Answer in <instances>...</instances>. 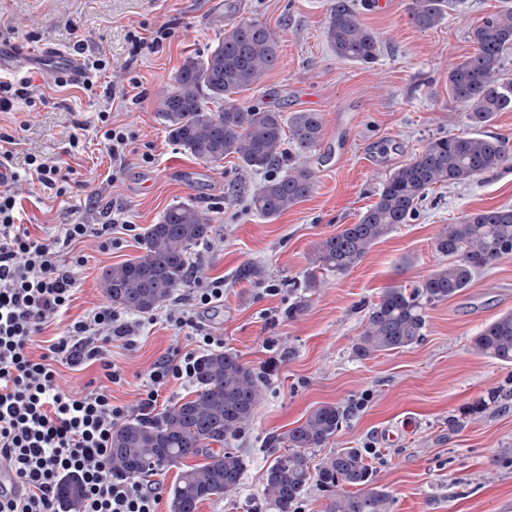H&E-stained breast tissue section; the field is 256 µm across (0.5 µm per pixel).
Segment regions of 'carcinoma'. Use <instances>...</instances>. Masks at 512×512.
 <instances>
[{
    "mask_svg": "<svg viewBox=\"0 0 512 512\" xmlns=\"http://www.w3.org/2000/svg\"><path fill=\"white\" fill-rule=\"evenodd\" d=\"M449 0H412L410 23L419 30L438 27ZM325 37L336 56L360 64L374 62L379 38L346 3L330 8ZM475 53L448 72V94L465 112L472 133L439 137L408 162L394 168L379 199L360 217L320 241L318 268L344 274L396 225L407 223L418 201L434 184H463L512 162V140L485 131L496 113L512 111V82L500 79L503 54L512 47V7L479 19L470 31ZM280 36L259 21L228 25L203 57L189 56L170 89L163 92L158 116L168 138L195 159L219 163L233 157L250 170L271 171L253 196L251 207L275 219L307 198L314 176L306 158L323 138L319 112L284 115L243 106L235 95L259 84L279 60ZM216 227L203 210L185 203L169 206L161 220L145 229L143 254L105 270L101 287L112 304L149 313L173 299L192 279V247L209 240ZM437 250L451 258L415 288H388L371 305L352 347L359 360L380 352L401 351L420 342L426 327L425 304L448 300L480 272L512 254V206L472 212L444 228ZM471 348L502 365H512V312L499 315L472 338ZM261 376L230 350L202 355L196 365L194 397L180 400L160 416L138 418L112 432V477H147L165 465L206 457L184 466L171 486L174 512H198L200 503L237 492L246 467L244 456L227 447L255 416L261 399ZM347 419L335 404L315 408L299 426L277 441L284 444L267 468L259 512H300L315 485L329 500L327 512H391L390 492L376 483L359 448H336L315 460ZM222 448L215 449L213 445ZM76 477L65 478L58 499L65 508L80 501Z\"/></svg>",
    "mask_w": 512,
    "mask_h": 512,
    "instance_id": "carcinoma-1",
    "label": "carcinoma"
}]
</instances>
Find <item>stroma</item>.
Returning a JSON list of instances; mask_svg holds the SVG:
<instances>
[{
    "instance_id": "obj_1",
    "label": "stroma",
    "mask_w": 512,
    "mask_h": 512,
    "mask_svg": "<svg viewBox=\"0 0 512 512\" xmlns=\"http://www.w3.org/2000/svg\"><path fill=\"white\" fill-rule=\"evenodd\" d=\"M333 2L0 0V39L25 50L23 74L40 87L36 104L18 100L0 112V134L17 141L21 176L13 188L22 224L50 238L62 224L120 223L112 248L80 244L84 263L69 309L35 336L31 351L41 354L67 322L106 304L103 271L140 256L145 229L168 206L207 209L217 232L189 256L202 276L171 305L191 307L195 288L223 280V302L201 320L262 375L263 386L254 419L231 442L248 460L239 494L205 502L199 512H257L272 437L328 403L349 412L329 447L364 450L378 485L393 496L392 512H512V454H500L512 451V365L470 347L487 323L512 312V254L456 297L427 306L419 343L369 360L352 354L385 289L414 288L447 264L435 247L444 227L478 210L512 206V166L467 184L433 185L409 222L375 243L354 269L324 273L315 290L305 286L319 242L358 222L393 167L430 139L469 134L463 110L448 97V73L474 54L469 32L477 20L512 0H453L444 22L428 31L411 25L409 0H385L379 10L349 0L379 36L370 64L339 58L328 44ZM251 19L279 32L280 55L262 83L238 94L239 103L324 118L323 141L310 161L314 190L274 220L247 208L265 172L232 157L217 164L194 159L169 140L157 115L158 94L186 57L205 54L227 24ZM163 25L171 31L163 45L132 56L128 30L148 38ZM77 43L85 56L110 62L90 91L78 81L57 87L41 54ZM104 112L137 134L124 162L113 161L96 133ZM31 153L69 170L62 194L24 176ZM122 317L133 332L109 346L121 372L110 389L113 402L135 418L153 364L173 349H191L192 330L131 311Z\"/></svg>"
}]
</instances>
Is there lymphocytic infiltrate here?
Here are the masks:
<instances>
[{"mask_svg":"<svg viewBox=\"0 0 512 512\" xmlns=\"http://www.w3.org/2000/svg\"><path fill=\"white\" fill-rule=\"evenodd\" d=\"M16 199L0 190V461L16 474L19 493L0 499V512H62L56 491L62 479L78 477L79 512H158L161 495L137 479L112 476L113 429L126 410L99 386L81 393L62 390L56 362L73 368L99 364L109 381L119 372L106 346L131 330L108 306L88 310L69 323L40 355L34 336L67 311L81 259L75 245L110 235L109 224H65L51 239L32 236L15 221ZM168 322L194 329V347L157 361L142 385L139 406L153 411L161 388L193 381L200 353L224 340L200 328L193 312L169 310Z\"/></svg>","mask_w":512,"mask_h":512,"instance_id":"f902f5d3","label":"lymphocytic infiltrate"}]
</instances>
